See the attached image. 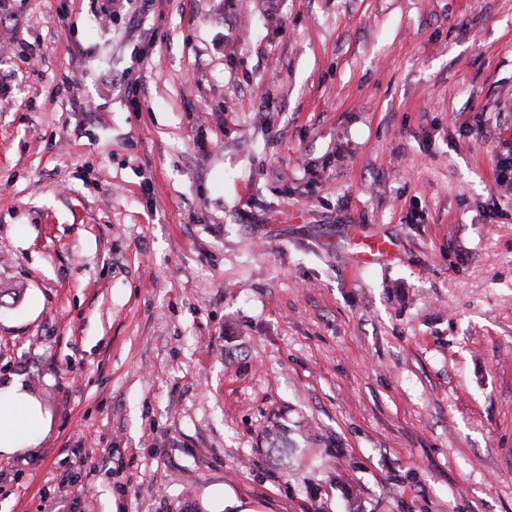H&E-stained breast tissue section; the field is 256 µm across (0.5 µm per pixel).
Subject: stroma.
Instances as JSON below:
<instances>
[{"label": "stroma", "instance_id": "35a3bbf8", "mask_svg": "<svg viewBox=\"0 0 512 512\" xmlns=\"http://www.w3.org/2000/svg\"><path fill=\"white\" fill-rule=\"evenodd\" d=\"M510 151L512 0H0V512H512ZM389 254V243L382 238H369L363 248L354 253L353 261L356 267L375 264ZM49 420L38 395L21 378L0 384V455L33 452ZM205 512H264L247 497L220 486H210L200 497Z\"/></svg>", "mask_w": 512, "mask_h": 512}]
</instances>
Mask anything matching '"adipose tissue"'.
Listing matches in <instances>:
<instances>
[{"mask_svg": "<svg viewBox=\"0 0 512 512\" xmlns=\"http://www.w3.org/2000/svg\"><path fill=\"white\" fill-rule=\"evenodd\" d=\"M49 420L38 395L22 379L0 383V455L32 452Z\"/></svg>", "mask_w": 512, "mask_h": 512, "instance_id": "1", "label": "adipose tissue"}]
</instances>
